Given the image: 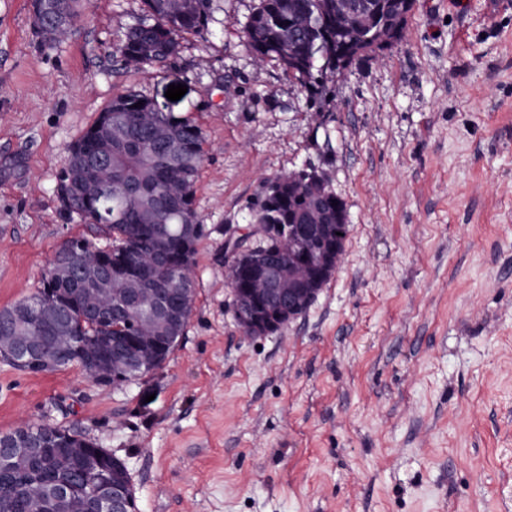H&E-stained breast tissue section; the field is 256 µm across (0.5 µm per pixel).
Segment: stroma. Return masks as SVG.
Here are the masks:
<instances>
[{
	"label": "stroma",
	"instance_id": "35a3bbf8",
	"mask_svg": "<svg viewBox=\"0 0 512 512\" xmlns=\"http://www.w3.org/2000/svg\"><path fill=\"white\" fill-rule=\"evenodd\" d=\"M257 4L216 0L210 35L158 70L113 52L142 0H90L51 48L30 0H0V309L68 239L105 244L57 183L114 97L191 120L205 149L178 346L118 386L0 360V435L82 432L125 461L137 512H512V5L414 0L406 40L309 87L246 47ZM306 164L346 208L341 263L301 318L250 338L224 227L249 231L268 180Z\"/></svg>",
	"mask_w": 512,
	"mask_h": 512
}]
</instances>
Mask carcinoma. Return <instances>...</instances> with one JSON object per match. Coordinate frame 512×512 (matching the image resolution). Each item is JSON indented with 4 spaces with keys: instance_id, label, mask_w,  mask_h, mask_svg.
I'll use <instances>...</instances> for the list:
<instances>
[{
    "instance_id": "obj_1",
    "label": "carcinoma",
    "mask_w": 512,
    "mask_h": 512,
    "mask_svg": "<svg viewBox=\"0 0 512 512\" xmlns=\"http://www.w3.org/2000/svg\"><path fill=\"white\" fill-rule=\"evenodd\" d=\"M213 0H144L148 18L130 26L115 46L120 57L138 59L161 68L180 48L178 37L211 34ZM353 0H259L244 29L245 43L254 56L274 59L284 69L317 82L314 59L327 58L333 69L346 67L351 38L384 35L393 42L406 38V16L413 0H358L367 10L350 14ZM49 21L72 31L82 0H39ZM297 61H288L290 53ZM141 106H136V103ZM119 109L120 121L112 134V166H89L87 151L92 136L100 134L105 113ZM204 138L191 120L163 111L151 99L128 90L100 112L85 134L67 148L58 190L71 206L70 219L101 228L108 243L98 247L73 238L54 254L33 296L0 309V345L14 347L16 328L29 321L31 328L47 326L45 347L54 353L50 370L79 365L91 374L102 368L97 350L112 351V344L128 339L129 355L143 358L142 344L150 336H166L169 316L156 311V295L168 288L185 290L181 296L176 338L178 345L192 312L196 247L203 235L194 208L195 184L204 157ZM292 173L275 177L278 194L265 192L253 219L257 224H336V193L323 182L295 186ZM152 372L146 363L113 374L132 381ZM37 425L18 428L0 437H39L46 451L39 456L0 458V512H73L69 501L47 496L40 478L69 481L77 476V461L57 452L76 454L94 447H79L83 434Z\"/></svg>"
}]
</instances>
